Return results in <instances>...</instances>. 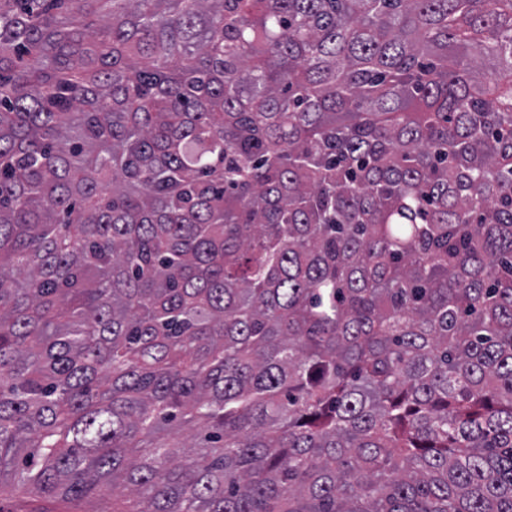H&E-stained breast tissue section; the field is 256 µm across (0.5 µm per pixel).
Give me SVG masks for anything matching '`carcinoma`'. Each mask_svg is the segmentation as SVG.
<instances>
[{"instance_id":"cac0c4a2","label":"carcinoma","mask_w":512,"mask_h":512,"mask_svg":"<svg viewBox=\"0 0 512 512\" xmlns=\"http://www.w3.org/2000/svg\"><path fill=\"white\" fill-rule=\"evenodd\" d=\"M512 512V0H0V497Z\"/></svg>"}]
</instances>
